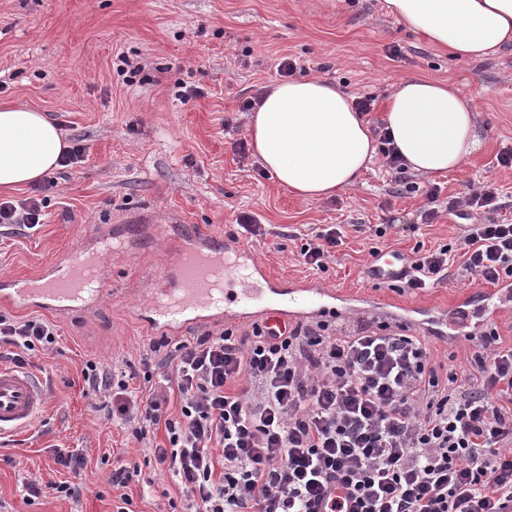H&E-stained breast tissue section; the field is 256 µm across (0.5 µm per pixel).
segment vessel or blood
I'll use <instances>...</instances> for the list:
<instances>
[{"label": "vessel or blood", "instance_id": "obj_1", "mask_svg": "<svg viewBox=\"0 0 512 512\" xmlns=\"http://www.w3.org/2000/svg\"><path fill=\"white\" fill-rule=\"evenodd\" d=\"M372 266L382 280H399L406 267L401 256L378 255ZM239 285L235 300L248 308L259 300L268 276L249 248L237 241H218L201 231L185 237L171 248L169 258L155 284L154 298L146 309L154 327L182 334L206 324L222 321L224 284ZM110 283L99 252H74L57 260L35 279L11 278L0 289V303L19 308L39 305L56 313L84 310L96 303ZM327 296L318 286L275 292L264 314L268 325L289 315L318 312ZM46 405L42 380L32 372L0 367V436L28 427Z\"/></svg>", "mask_w": 512, "mask_h": 512}]
</instances>
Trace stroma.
Returning <instances> with one entry per match:
<instances>
[{
	"mask_svg": "<svg viewBox=\"0 0 512 512\" xmlns=\"http://www.w3.org/2000/svg\"><path fill=\"white\" fill-rule=\"evenodd\" d=\"M0 0V104L44 112L65 138L79 139L82 162L54 174L45 224L34 232H0V277H32L62 255L94 246L102 231L128 241L106 254L112 290L91 309L62 317L53 350L32 357L29 371L44 382L47 405L33 425L0 437V512H115L108 484L114 463L142 461L144 450L119 423L106 421L100 393L81 368L94 360L115 369L139 362L160 334L137 316L151 299L164 259L165 237L196 226L221 238L238 236L249 214L265 229L249 247L281 289L312 282L332 290L346 319L401 325L432 340L442 361L463 357L468 342L450 337L454 304L481 288L462 278L414 293L374 279L371 249L411 255L461 235L489 214L448 211L451 198L484 183L500 188V212L512 218V170L496 155L512 146V45L479 61L439 52L382 8L383 0ZM296 74L333 82L351 96H371L366 115L380 127L384 104L409 75L448 80L470 98L480 149L460 171L439 177L409 174L395 181L374 161L351 189L306 200L279 185L254 154L239 155L248 140L240 106L280 81L282 58ZM200 89L182 102L181 94ZM439 188L437 200L428 192ZM438 212L433 224L420 213ZM398 219L407 232L376 237L370 228ZM345 225L344 247L326 271L297 260L304 235ZM82 452L86 465L80 500L59 496L52 482L69 479L53 449ZM154 489H128L133 512H172L180 500L169 475L153 474ZM40 476L35 498L26 484Z\"/></svg>",
	"mask_w": 512,
	"mask_h": 512,
	"instance_id": "1",
	"label": "stroma"
}]
</instances>
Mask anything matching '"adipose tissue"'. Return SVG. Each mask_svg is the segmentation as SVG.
<instances>
[{
    "label": "adipose tissue",
    "mask_w": 512,
    "mask_h": 512,
    "mask_svg": "<svg viewBox=\"0 0 512 512\" xmlns=\"http://www.w3.org/2000/svg\"><path fill=\"white\" fill-rule=\"evenodd\" d=\"M388 12L438 50L478 60L512 44V0H385ZM384 127L408 170H459L479 149L476 114L448 80L401 79ZM249 135L259 164L306 199L354 187L377 153L364 114L336 85L311 78L276 83L252 111ZM68 144L58 126L25 105L0 106V194L42 182Z\"/></svg>",
    "instance_id": "adipose-tissue-1"
}]
</instances>
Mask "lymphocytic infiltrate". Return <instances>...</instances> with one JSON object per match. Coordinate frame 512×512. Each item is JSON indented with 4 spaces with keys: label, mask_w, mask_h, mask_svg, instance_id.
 Masks as SVG:
<instances>
[{
    "label": "lymphocytic infiltrate",
    "mask_w": 512,
    "mask_h": 512,
    "mask_svg": "<svg viewBox=\"0 0 512 512\" xmlns=\"http://www.w3.org/2000/svg\"><path fill=\"white\" fill-rule=\"evenodd\" d=\"M44 186L0 200V228L44 224ZM341 225L312 232L298 260L325 270ZM410 291L451 276L512 280V222L466 225L455 241L407 259ZM50 322L0 314L11 360L53 349ZM464 370L448 369L429 340L364 320L162 336L139 367L117 374L86 361L107 420L149 451L114 467L124 490L143 466L181 489L182 512H506L512 504V347L495 324L472 337ZM180 412H169L170 397ZM166 445L151 446L156 431Z\"/></svg>",
    "instance_id": "lymphocytic-infiltrate-1"
}]
</instances>
